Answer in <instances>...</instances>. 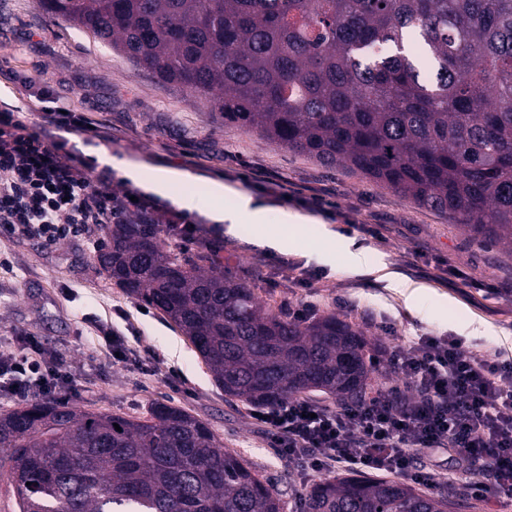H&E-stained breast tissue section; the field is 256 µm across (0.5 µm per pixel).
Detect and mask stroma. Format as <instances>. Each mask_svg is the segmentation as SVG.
<instances>
[{"label": "stroma", "instance_id": "35a3bbf8", "mask_svg": "<svg viewBox=\"0 0 512 512\" xmlns=\"http://www.w3.org/2000/svg\"><path fill=\"white\" fill-rule=\"evenodd\" d=\"M49 100L112 129L105 139L69 136L64 157L104 148L149 169L192 175L191 183L173 185L160 202L169 207L173 196L193 194L198 203L193 216L204 239L176 240L172 249L204 255L207 240H219L220 270L254 284L273 310L290 314L302 302H313L317 315L333 313L359 327L378 351L400 338L448 337L481 318L493 326V334L465 340V347L491 358L512 357V292L507 289L512 249L479 244L447 215L418 207L346 168L323 166L222 123L205 100L158 81L92 35L49 18L36 0H0V103L17 106L22 119L37 126ZM214 182L244 190L265 206L271 233L282 232L283 212L313 217L284 253L299 267L318 271L311 287H291L273 265L255 278L254 269L270 250L257 244L248 218H241L234 231L215 230L208 217ZM284 189L290 190V200L280 199ZM320 222L366 247L370 271L350 272L340 253L331 268L306 258ZM92 243L86 237L47 247L0 232V346L32 334L71 359L75 403L85 410L139 418L155 402L184 409L270 480L284 512H300L313 477L301 476L271 447L253 408L225 399L185 336L108 278ZM439 260L452 272L448 279L436 275ZM382 261L388 271L426 286L418 312H410L375 273ZM475 280L486 282V289L472 288ZM102 328L126 336L149 372L113 361L98 335Z\"/></svg>", "mask_w": 512, "mask_h": 512}]
</instances>
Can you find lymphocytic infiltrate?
I'll return each mask as SVG.
<instances>
[{
    "label": "lymphocytic infiltrate",
    "instance_id": "lymphocytic-infiltrate-1",
    "mask_svg": "<svg viewBox=\"0 0 512 512\" xmlns=\"http://www.w3.org/2000/svg\"><path fill=\"white\" fill-rule=\"evenodd\" d=\"M16 112L0 109V229L54 245L108 224H160L189 239L191 216L132 195L110 169L63 159ZM388 382L362 403L322 406L292 398L255 411L267 438L303 474L337 466L434 482L433 459L454 460L448 484L512 498V359L490 358L461 342L418 336L381 352ZM75 397L69 362L38 337L0 351V394L20 400Z\"/></svg>",
    "mask_w": 512,
    "mask_h": 512
}]
</instances>
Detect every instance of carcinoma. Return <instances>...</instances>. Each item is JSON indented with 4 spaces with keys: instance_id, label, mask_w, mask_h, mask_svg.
Here are the masks:
<instances>
[{
    "instance_id": "1",
    "label": "carcinoma",
    "mask_w": 512,
    "mask_h": 512,
    "mask_svg": "<svg viewBox=\"0 0 512 512\" xmlns=\"http://www.w3.org/2000/svg\"><path fill=\"white\" fill-rule=\"evenodd\" d=\"M228 124L341 165L512 245V0H37ZM115 284L190 341L224 395L337 403L376 380L363 332L300 320L184 257L159 224H108ZM120 430H115V427ZM19 512H282L279 493L207 423L153 403L134 419L35 400L0 414ZM393 477L313 484L300 512H458Z\"/></svg>"
}]
</instances>
